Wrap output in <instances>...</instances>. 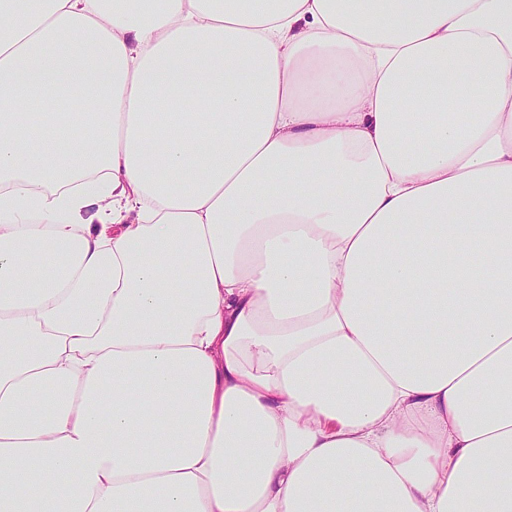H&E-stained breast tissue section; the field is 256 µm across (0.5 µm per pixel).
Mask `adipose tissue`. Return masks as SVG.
<instances>
[{
  "mask_svg": "<svg viewBox=\"0 0 512 512\" xmlns=\"http://www.w3.org/2000/svg\"><path fill=\"white\" fill-rule=\"evenodd\" d=\"M0 512H512V0H0Z\"/></svg>",
  "mask_w": 512,
  "mask_h": 512,
  "instance_id": "ef3b65f1",
  "label": "adipose tissue"
}]
</instances>
